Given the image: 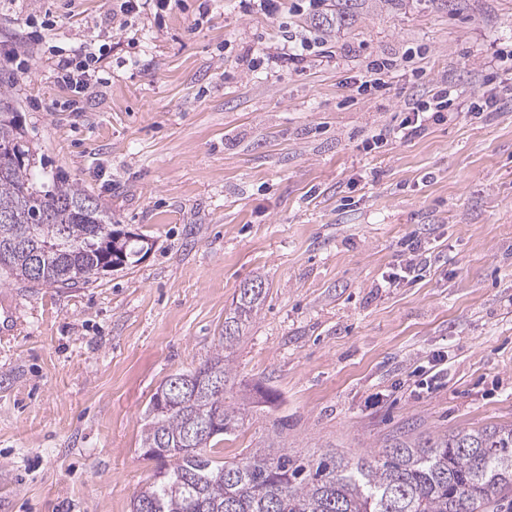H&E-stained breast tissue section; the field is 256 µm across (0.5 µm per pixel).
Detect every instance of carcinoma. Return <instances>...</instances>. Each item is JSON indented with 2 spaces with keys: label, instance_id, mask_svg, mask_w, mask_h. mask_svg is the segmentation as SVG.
I'll return each instance as SVG.
<instances>
[{
  "label": "carcinoma",
  "instance_id": "obj_1",
  "mask_svg": "<svg viewBox=\"0 0 512 512\" xmlns=\"http://www.w3.org/2000/svg\"><path fill=\"white\" fill-rule=\"evenodd\" d=\"M358 0H333L340 26ZM10 102L0 85V249L10 250L0 272L28 288H69L128 268L144 247L142 236L126 241L124 255L112 251L120 232L112 213L78 184L36 171L35 154L23 141ZM266 289L240 286L224 318L233 335L220 334L218 348L199 373L235 380L229 347L257 314ZM193 370L166 379L178 383L179 406L158 410L154 393L145 411L141 447L161 461L154 480L131 501V512H484L512 493V428L490 425L429 438L407 436L379 455L349 463L324 454L298 461L274 436L263 448L228 461L215 450L220 438L237 431L240 409L214 396L208 380ZM208 421L210 443L189 436Z\"/></svg>",
  "mask_w": 512,
  "mask_h": 512
}]
</instances>
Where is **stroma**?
Here are the masks:
<instances>
[{
  "mask_svg": "<svg viewBox=\"0 0 512 512\" xmlns=\"http://www.w3.org/2000/svg\"><path fill=\"white\" fill-rule=\"evenodd\" d=\"M0 0V79L46 170L153 248L80 288L0 282L21 328L0 335V512H130L158 469L143 413L199 367L240 285L266 298L230 358L226 401L245 410L226 459L281 432L289 454L350 461L387 439L512 426V100L376 148L408 98L448 79L460 98L512 79V0H364L318 28L336 56L262 64L278 23L237 0L144 4ZM90 53L103 79L81 99L53 72ZM389 89L360 95L369 59ZM400 286L382 287L411 236ZM390 59H376L366 65V69L359 79L358 89L380 88L389 84L387 80L393 73V64Z\"/></svg>",
  "mask_w": 512,
  "mask_h": 512,
  "instance_id": "1",
  "label": "stroma"
}]
</instances>
